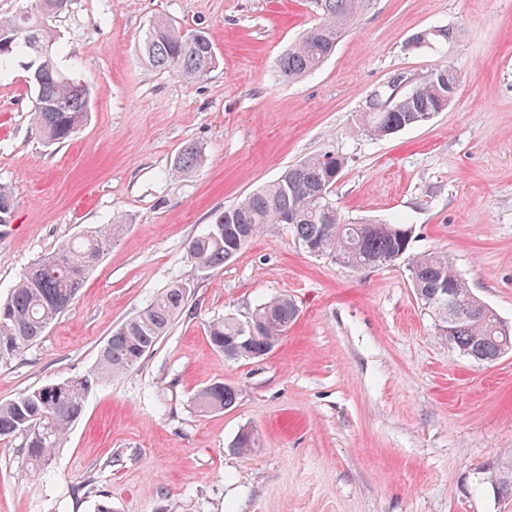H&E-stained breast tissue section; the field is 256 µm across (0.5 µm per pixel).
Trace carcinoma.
Masks as SVG:
<instances>
[{"mask_svg":"<svg viewBox=\"0 0 512 512\" xmlns=\"http://www.w3.org/2000/svg\"><path fill=\"white\" fill-rule=\"evenodd\" d=\"M372 0H315L319 21L307 28L278 60L280 76L299 79L319 68L336 50L343 35L370 8ZM53 0H32L30 9L11 18L0 19V33L19 25H29L37 41L15 43L8 53L0 51V69L17 59H27L30 84L35 91L33 122L44 139L62 143L72 137L90 109L88 88L62 72L55 63L44 64L53 54L54 38L48 18L61 12ZM139 51L157 71L172 72L188 80L206 76L216 64V52L209 36L183 30L171 21L158 18L146 30ZM445 64L435 66L423 82L406 92L407 78L396 75L387 89L375 94L363 115L365 131L386 137L392 129L424 124L423 116L434 114L448 99ZM200 149L188 144L179 152L173 173L189 175L197 167ZM343 160L328 151L288 166L270 184L224 210L216 224L224 233L204 232L189 244L195 268L214 270L238 255L267 224H283L293 216L290 227L298 243L313 244L316 254H331L344 265L360 270L386 265L393 257L406 254L413 239L409 224L372 222L352 224L336 205L327 203L341 172ZM325 196H319L320 190ZM119 224H105L78 241L62 244L56 251L34 263L14 285L10 295L0 300V363L18 358L37 342L49 325L64 311L82 288L88 271L112 244ZM240 239L233 247L230 242ZM411 279L417 300L435 318V332L468 358L496 361L512 352V326L503 321L478 297L456 272L448 256L426 251L410 258ZM452 286L455 296L470 304L475 316L448 320V301L438 299L436 290ZM190 285L177 282L164 289L145 309L114 328L100 352L99 362L89 374L59 380L0 402V437H23V453L31 464L48 462L62 446L71 426L84 411L85 396L92 385L137 366L165 335L185 307ZM299 310L286 296H276L254 309L249 321L263 322L262 331L250 348L240 345L245 324L234 319L214 320L207 327L211 347L230 359L260 358L266 355L297 320ZM236 390L214 383L196 397L205 411L231 407ZM259 446L250 428L242 429L233 444L240 454ZM489 483L498 496L512 497V462L492 468Z\"/></svg>","mask_w":512,"mask_h":512,"instance_id":"carcinoma-1","label":"carcinoma"}]
</instances>
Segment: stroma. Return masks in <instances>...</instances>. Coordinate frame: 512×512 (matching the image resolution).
<instances>
[{
	"mask_svg": "<svg viewBox=\"0 0 512 512\" xmlns=\"http://www.w3.org/2000/svg\"><path fill=\"white\" fill-rule=\"evenodd\" d=\"M209 33L217 64L188 81L152 69L138 44L155 18ZM319 18L314 0H71L50 24L56 63L90 91L67 142L31 119L22 62L0 71V298L62 243L120 220L79 295L44 336L0 365V402L97 364L112 330L169 284L186 306L141 363L93 386L42 467L22 436L0 439V512H512L488 466L512 459V353L492 363L438 338L409 266L353 270L267 225L216 270L189 241L224 209L326 151L353 222L404 220L411 252L443 251L473 293L512 325V0H373L335 54L298 81L277 62ZM452 40L414 48L416 33ZM447 64L452 102L428 123L375 138L361 115L395 74L421 82ZM188 143L196 171L171 167ZM299 308L266 355L230 360L209 322H243L271 297ZM233 406L198 409L205 387ZM260 446L235 454L242 428ZM237 398L236 390L223 383H214L203 389L196 397L199 407L205 411L231 407Z\"/></svg>",
	"mask_w": 512,
	"mask_h": 512,
	"instance_id": "1",
	"label": "stroma"
}]
</instances>
